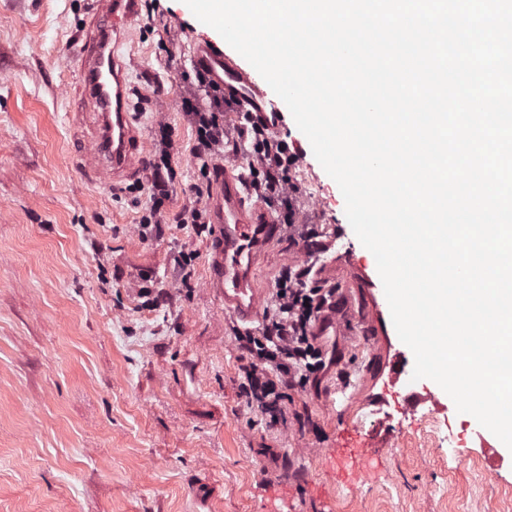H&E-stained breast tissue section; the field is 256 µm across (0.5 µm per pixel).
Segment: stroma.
<instances>
[{"instance_id":"obj_1","label":"stroma","mask_w":512,"mask_h":512,"mask_svg":"<svg viewBox=\"0 0 512 512\" xmlns=\"http://www.w3.org/2000/svg\"><path fill=\"white\" fill-rule=\"evenodd\" d=\"M86 2L0 0V512H512V470L479 467L478 423L449 411L461 448L450 457L389 384L368 290L337 262L373 275L375 258L316 161L322 201L301 198L300 211L336 244L326 269L348 306L339 361L289 390L278 422L248 406L237 324L205 285L210 234L171 219L141 238L148 192L90 181L79 165L94 157L75 123ZM211 32L184 0H141L116 50L134 126L152 145L166 123L180 148L171 216L203 179L180 97L191 42ZM184 251L196 255L187 288ZM304 258L284 233L265 250L263 302L281 267ZM143 287L162 292L156 307H143ZM360 411L378 414L364 427L375 467L359 484L332 479L336 436Z\"/></svg>"}]
</instances>
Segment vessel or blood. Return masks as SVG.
<instances>
[{"label":"vessel or blood","instance_id":"obj_1","mask_svg":"<svg viewBox=\"0 0 512 512\" xmlns=\"http://www.w3.org/2000/svg\"><path fill=\"white\" fill-rule=\"evenodd\" d=\"M90 26L76 57L80 64L84 102L94 116L91 133L95 162L88 176H107L119 183L139 176L146 164L143 141L127 112L124 69L114 53L126 29L139 14V0H88ZM194 68L220 86L234 111L279 132L282 100L255 68L231 55L223 39L204 38L190 57ZM215 188L207 201L213 236L206 253L207 286L224 302L225 311L244 324L259 317L261 290L255 280L257 256L279 234L277 218L262 202H250L242 176L224 164L216 166ZM358 427L337 434L340 462L360 465L369 452Z\"/></svg>","mask_w":512,"mask_h":512}]
</instances>
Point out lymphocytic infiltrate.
Wrapping results in <instances>:
<instances>
[{"instance_id": "obj_1", "label": "lymphocytic infiltrate", "mask_w": 512, "mask_h": 512, "mask_svg": "<svg viewBox=\"0 0 512 512\" xmlns=\"http://www.w3.org/2000/svg\"><path fill=\"white\" fill-rule=\"evenodd\" d=\"M196 86L207 88V102L186 97L182 108L193 128L192 156L202 172H209L214 159L225 147L249 146L247 186L256 199L272 208L282 227L303 238L315 237L314 229L298 223L296 203L302 194L291 171L301 154L287 140L267 128L252 124L247 115H227L224 93L203 73H195ZM160 140L149 165L151 204L139 224L142 235L156 232L167 220L166 174L172 173L175 144L166 125H159ZM336 308V289L320 285L316 264L308 259L282 267L275 282L272 303L259 333L238 334L240 348L249 360L242 367V388L249 405L255 406L270 421L283 414L282 403L289 390L304 386L310 376L335 363V350L318 344L315 327L322 316Z\"/></svg>"}]
</instances>
